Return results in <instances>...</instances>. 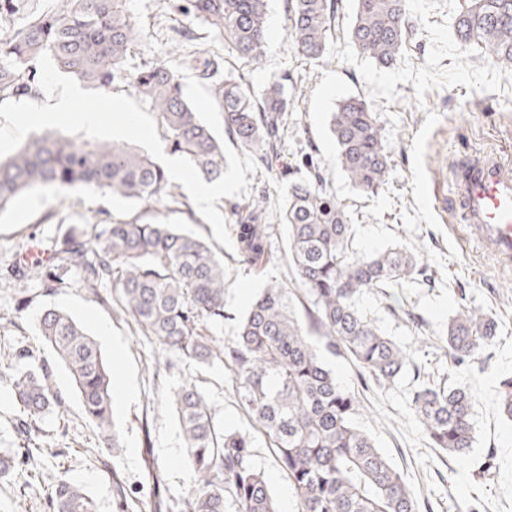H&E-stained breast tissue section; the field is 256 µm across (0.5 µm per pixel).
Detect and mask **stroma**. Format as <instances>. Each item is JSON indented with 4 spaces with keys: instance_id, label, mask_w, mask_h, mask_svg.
<instances>
[{
    "instance_id": "35a3bbf8",
    "label": "stroma",
    "mask_w": 512,
    "mask_h": 512,
    "mask_svg": "<svg viewBox=\"0 0 512 512\" xmlns=\"http://www.w3.org/2000/svg\"><path fill=\"white\" fill-rule=\"evenodd\" d=\"M340 28L330 40L326 59L314 65L291 48L285 29V0H270L266 56L259 68H246L255 89L273 78L298 84L288 132L273 166L250 174L252 195H266L269 221L276 226L270 261L263 270L248 269L235 251L217 245L224 256V320L204 333L223 343L235 338L238 323L270 278L292 280L283 258L286 233L280 212L289 182L306 177L304 156L331 169L329 189L352 215L354 244L370 253L401 244L423 255L425 275L398 289L397 305L374 290L360 305L387 336L409 346L422 372L442 371L475 399V444L463 461L430 448L413 419L407 400L408 382L374 388L361 397L358 424L404 473L420 502L430 512H458L469 504L479 512H512V422L497 409L498 378L512 371V268L499 265L463 228L454 203L451 171L468 153L492 152L512 159V72L489 63L477 48H462L455 23L464 0H409L414 24L412 44L401 59L383 68L362 57L347 28L355 14L354 0H339ZM141 37L129 62L138 67L163 60L188 64L190 56H214L224 45L201 21L164 9L161 0H130ZM196 35L188 47H176L180 31ZM364 98L383 125L394 161L389 186L365 195L334 171L335 142L329 117L338 101ZM177 200L162 208L158 221L178 225L186 233L212 241L213 228L192 199L175 185ZM144 207L115 200L93 188L56 192H24L0 210V357L28 348L32 365L48 363L51 384L66 402L64 416L37 419L30 436L16 425V408L8 376H0V450L23 452L42 448L46 455L35 474L0 482V512H49L47 494L59 480L81 488L95 512H154L161 499L179 512L193 483L182 458V434L172 406V393L190 381L205 394L215 421L251 433L254 462L278 502L280 512H296L294 489L278 468L265 437L254 431L233 392V373L223 361L201 366L173 357L152 338L143 336L120 311L115 290L105 283L91 288L69 273L63 287L43 290L37 282H19L11 271L22 260L48 259L56 243L75 224L103 225L142 216ZM493 315L499 332L487 359L469 369L457 368L439 349L448 319L460 305ZM69 313L97 335L106 325L119 348L101 345L112 363L113 416L117 445L107 464L94 454L99 431L81 411L68 369L37 334L44 309ZM133 399H126L125 385ZM125 490L118 503L116 487Z\"/></svg>"
}]
</instances>
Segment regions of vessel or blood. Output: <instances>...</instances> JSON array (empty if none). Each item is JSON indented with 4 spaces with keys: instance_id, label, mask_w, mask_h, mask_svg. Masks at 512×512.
I'll list each match as a JSON object with an SVG mask.
<instances>
[{
    "instance_id": "1",
    "label": "vessel or blood",
    "mask_w": 512,
    "mask_h": 512,
    "mask_svg": "<svg viewBox=\"0 0 512 512\" xmlns=\"http://www.w3.org/2000/svg\"><path fill=\"white\" fill-rule=\"evenodd\" d=\"M458 213L468 234L498 263L512 266V163L470 155L453 170Z\"/></svg>"
}]
</instances>
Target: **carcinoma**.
Segmentation results:
<instances>
[{"instance_id":"carcinoma-1","label":"carcinoma","mask_w":512,"mask_h":512,"mask_svg":"<svg viewBox=\"0 0 512 512\" xmlns=\"http://www.w3.org/2000/svg\"><path fill=\"white\" fill-rule=\"evenodd\" d=\"M20 0H0V98L32 96L40 89L39 56L57 69L109 92L123 85L150 101L171 150L190 159L209 181L224 173L220 140L185 100L179 75L166 62L129 66L141 27L127 0H60L55 11L20 19ZM348 30L359 53L381 67L397 62L413 31L408 0H355ZM180 10L203 21L224 42V79L218 61L190 60L207 84L224 131L238 149L270 164L288 128L292 97L279 79L257 93L238 65L260 66L267 44L268 0H184ZM338 0H287L286 35L292 49L318 63L338 23ZM461 45L512 71V0H468L457 21ZM336 168L367 195L389 183L392 160L384 129L365 99L349 96L331 113ZM310 177L288 185L282 224L284 257L294 285L271 279L238 324L232 345H218L202 326L224 321V261L209 244L174 224L134 221L104 225L94 236L75 227L56 250L55 264L20 266L19 281L45 288L75 271L89 287L112 281L123 312L143 335L167 352L198 364L221 359L234 374L237 400L269 441L278 467L293 485L297 512H420L403 474L357 424L360 396L341 386L323 352L356 366L363 386L398 382L418 365L406 347L384 335L359 305L364 291L408 286L422 274L416 255L400 245L361 254L354 248L351 217L327 190L329 173L306 161ZM94 187L115 199L151 209L174 199L165 170L132 147L104 141L42 137L0 158V210L37 188ZM236 247L253 266L269 257L273 225L265 197L234 207ZM498 321L461 305L440 337L456 363L478 358L497 336ZM38 332L69 370L82 410L99 430L101 448L115 445L110 364L86 329L67 313L48 309ZM42 364L11 377L26 419L23 435L46 412L63 416L65 401ZM185 460L194 475L187 512H278L264 475L253 463L252 437L219 426L205 395L185 382L172 397ZM498 410L512 422V373L498 383ZM409 406L430 445L464 459L475 442L472 394L448 376L424 379L409 391ZM0 452V481L17 473L33 452ZM50 512H94L76 485L62 480L48 495Z\"/></svg>"}]
</instances>
